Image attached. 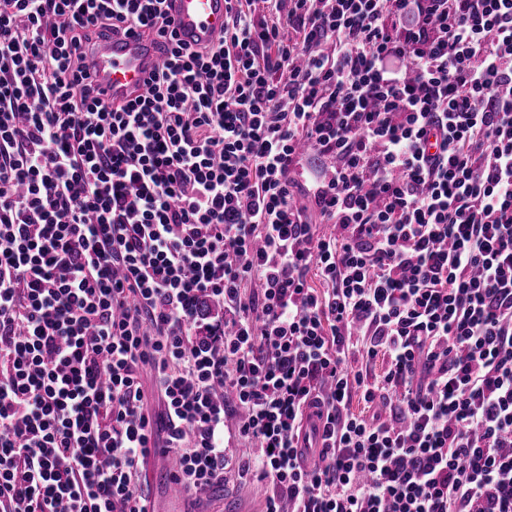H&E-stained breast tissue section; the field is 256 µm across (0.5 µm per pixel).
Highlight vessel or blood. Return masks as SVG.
Instances as JSON below:
<instances>
[{"mask_svg":"<svg viewBox=\"0 0 512 512\" xmlns=\"http://www.w3.org/2000/svg\"><path fill=\"white\" fill-rule=\"evenodd\" d=\"M224 8L225 0H169L176 41L194 48L212 45L224 29ZM165 49V41L152 35L131 33L101 41L88 53L87 65L104 91V101H136Z\"/></svg>","mask_w":512,"mask_h":512,"instance_id":"1","label":"vessel or blood"}]
</instances>
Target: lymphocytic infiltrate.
Returning a JSON list of instances; mask_svg holds the SVG:
<instances>
[{
	"label": "lymphocytic infiltrate",
	"instance_id": "obj_1",
	"mask_svg": "<svg viewBox=\"0 0 512 512\" xmlns=\"http://www.w3.org/2000/svg\"><path fill=\"white\" fill-rule=\"evenodd\" d=\"M171 24L0 0V512H148L160 447L265 512H512V0H227L94 97L100 38ZM140 475L141 485L149 498L166 482V477L158 470L156 460L151 458L144 464Z\"/></svg>",
	"mask_w": 512,
	"mask_h": 512
}]
</instances>
